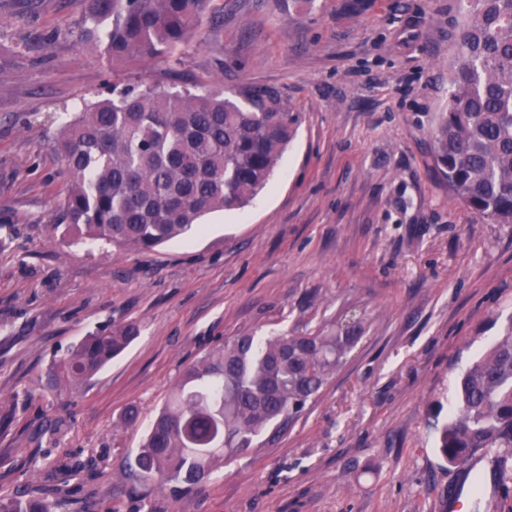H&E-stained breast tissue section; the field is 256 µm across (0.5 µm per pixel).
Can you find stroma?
<instances>
[{"label":"stroma","mask_w":512,"mask_h":512,"mask_svg":"<svg viewBox=\"0 0 512 512\" xmlns=\"http://www.w3.org/2000/svg\"><path fill=\"white\" fill-rule=\"evenodd\" d=\"M180 61L108 67L84 0H0V495L60 489L78 512H445L479 467L436 427L460 373L512 325V228L476 219L436 170L456 0H220ZM274 89L298 117L268 186L151 252L70 244L51 141L113 87ZM361 317L318 400L274 441L170 497L132 469L183 369L231 336ZM137 323L91 380H53L83 336ZM136 404L140 421L123 412Z\"/></svg>","instance_id":"stroma-1"}]
</instances>
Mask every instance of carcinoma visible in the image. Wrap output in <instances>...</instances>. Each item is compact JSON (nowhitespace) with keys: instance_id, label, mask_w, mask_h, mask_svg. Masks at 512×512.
<instances>
[{"instance_id":"1","label":"carcinoma","mask_w":512,"mask_h":512,"mask_svg":"<svg viewBox=\"0 0 512 512\" xmlns=\"http://www.w3.org/2000/svg\"><path fill=\"white\" fill-rule=\"evenodd\" d=\"M81 41L116 65L178 52L208 20L214 0H85ZM448 104L432 142L448 189L486 224H512V0H458ZM295 136V117L269 88L224 91L121 89L87 102L62 125L54 151L69 177L59 219L73 241L105 240L149 251L211 213L258 196ZM359 325L242 334L182 372L142 439L135 465L147 485L175 496L258 438L278 434L318 396L359 339ZM133 323L101 329L69 347L60 377L86 380L136 337ZM448 464L479 449L503 493L512 483V328L458 377L448 419L437 429ZM55 491L33 486L0 496V512H67Z\"/></svg>"}]
</instances>
